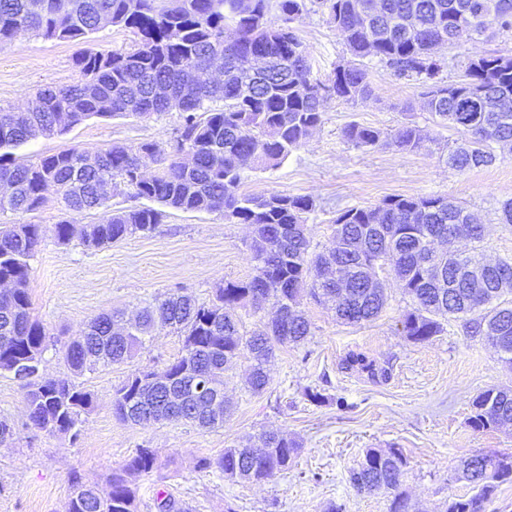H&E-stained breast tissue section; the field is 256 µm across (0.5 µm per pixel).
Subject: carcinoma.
Listing matches in <instances>:
<instances>
[{
  "label": "carcinoma",
  "mask_w": 512,
  "mask_h": 512,
  "mask_svg": "<svg viewBox=\"0 0 512 512\" xmlns=\"http://www.w3.org/2000/svg\"><path fill=\"white\" fill-rule=\"evenodd\" d=\"M313 4L345 38L350 58L325 79L312 64L295 24ZM277 8L279 17L269 16ZM107 16L137 37L125 51L79 53L82 79L39 89L24 112L0 109V213L37 210L52 192L73 213L97 210L100 221L80 232L87 247L99 248L135 234L156 231L167 210L218 213L224 221L253 228V273L215 289L212 300L172 294L141 307L125 323L112 311L92 319L81 339L67 345L71 375L40 373L47 332L30 314L29 260L40 243L38 224L0 227V280L13 288L0 293V373L30 387L28 425L62 434L73 443L92 405L76 378L131 360L150 340L158 322L182 338L179 356L161 370L139 369L114 390L112 410L122 422L190 424L221 429L233 414L224 393L226 373L244 358L247 390L261 394L266 368L277 350L310 334L303 297L334 306L336 319L358 324L376 319L387 302L377 265H392L395 279L414 307L402 321L405 335L425 342L460 319L512 365V261L485 262L484 234L465 207L446 197H402L372 207H353L333 221L335 248L311 251L307 196L240 193L241 174L279 166L304 145L321 124L331 99L366 102L374 89L364 65L375 58L397 78L423 89V107L462 135L448 153V167L463 173L488 167L496 148L512 147V55L467 59L460 79L448 84L434 58L439 45L457 44L459 31L492 37L512 31V0H0V45L21 30L52 40L76 41L99 29ZM262 50L267 66L252 72L247 56ZM176 101L183 123L173 144L113 145L89 153L66 148L18 158L14 150L38 133L64 134L91 118L160 114ZM344 139L357 148L382 143L400 151L423 147L411 119L388 134L357 122ZM190 150L191 162L183 159ZM158 171L139 172L141 155ZM150 206L113 210L101 194L106 184ZM468 245L463 254L453 246ZM274 315L248 330L239 311ZM475 429L512 427V391L490 388L472 402ZM260 446L226 448L215 460L200 457L196 468H218L233 482L261 483L288 470L299 444L279 432H265ZM159 453L139 448L107 480L99 497L78 474L64 512H137L136 481L158 473ZM407 459L397 448L366 450L350 482L359 492L392 494L390 512H408L400 491ZM512 475V460L476 454L457 472L471 494L451 501L446 512H486L485 502Z\"/></svg>",
  "instance_id": "cac0c4a2"
}]
</instances>
